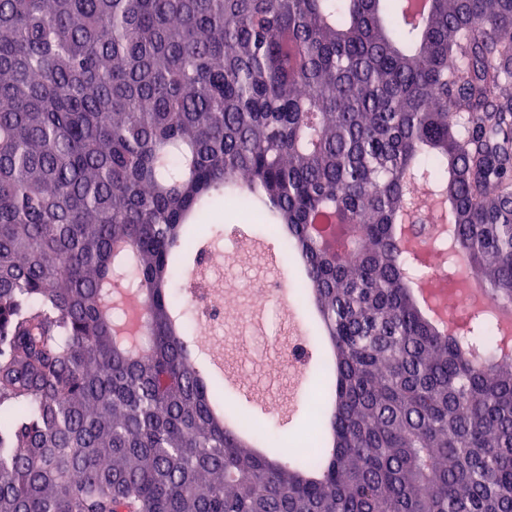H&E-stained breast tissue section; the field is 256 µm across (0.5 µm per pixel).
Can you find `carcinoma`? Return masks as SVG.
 Listing matches in <instances>:
<instances>
[{
  "instance_id": "cac0c4a2",
  "label": "carcinoma",
  "mask_w": 512,
  "mask_h": 512,
  "mask_svg": "<svg viewBox=\"0 0 512 512\" xmlns=\"http://www.w3.org/2000/svg\"><path fill=\"white\" fill-rule=\"evenodd\" d=\"M234 198L331 345L314 454L215 413L174 250ZM512 0H0V512H512ZM264 453H254L250 442ZM447 297L449 306L458 313L466 314L487 306L485 294L475 292L471 283L458 282L448 290ZM418 293L420 299L423 301L424 307L437 323L438 327L442 332L447 333L449 328L447 313H445L442 308L438 307L434 296V289L428 284L425 285L424 288H420Z\"/></svg>"
}]
</instances>
